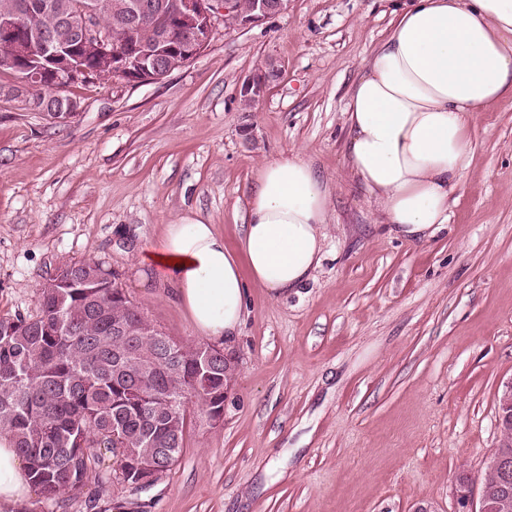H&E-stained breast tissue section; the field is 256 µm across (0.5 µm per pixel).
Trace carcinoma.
I'll return each mask as SVG.
<instances>
[{
	"mask_svg": "<svg viewBox=\"0 0 512 512\" xmlns=\"http://www.w3.org/2000/svg\"><path fill=\"white\" fill-rule=\"evenodd\" d=\"M50 5L27 18L50 28L77 0ZM101 20L115 27L126 0H101ZM129 325L112 335V319ZM145 321L119 274L93 260L67 262L38 289V310L0 318V434L15 441L30 480L47 507L116 481L132 491L155 485L148 468L171 470L184 451L191 407L224 410V362L186 350L165 334L139 333ZM177 390L173 412L159 399ZM502 437L481 494L512 502V410L499 408Z\"/></svg>",
	"mask_w": 512,
	"mask_h": 512,
	"instance_id": "1",
	"label": "carcinoma"
}]
</instances>
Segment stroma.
Returning <instances> with one entry per match:
<instances>
[{"mask_svg": "<svg viewBox=\"0 0 512 512\" xmlns=\"http://www.w3.org/2000/svg\"><path fill=\"white\" fill-rule=\"evenodd\" d=\"M393 7L289 0L249 29L217 24L162 80L69 86L81 108L60 122L0 99V317L35 313L59 265L94 260L168 336L195 342L137 246L192 212L238 250L258 170L291 151L334 186L310 279L277 299L248 289L222 425L192 422L149 492L115 484L58 512H462V472L477 512L512 382V98L475 114L446 228L389 235L350 175L343 110ZM266 62L279 76L243 108L238 86Z\"/></svg>", "mask_w": 512, "mask_h": 512, "instance_id": "35a3bbf8", "label": "stroma"}]
</instances>
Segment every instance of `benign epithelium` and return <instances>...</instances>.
I'll list each match as a JSON object with an SVG mask.
<instances>
[{
  "label": "benign epithelium",
  "instance_id": "obj_1",
  "mask_svg": "<svg viewBox=\"0 0 512 512\" xmlns=\"http://www.w3.org/2000/svg\"><path fill=\"white\" fill-rule=\"evenodd\" d=\"M288 8V0H251L242 11L238 0H169L166 13L180 23L174 30L158 29L150 38L131 47H120L100 24V6L97 0H82L78 8L62 17L55 31L35 29L31 39L18 41L13 34L19 30L22 12L33 6L22 5V11L0 17V70L18 77L16 88L3 87L0 97L12 99L24 89L46 87L61 92L89 76L91 70L83 66L76 48H96L105 60L108 76L142 83L160 80L198 57L209 45L216 22L232 20L240 29H249L264 19ZM150 6L143 0H128L120 23L129 30L143 25ZM266 79L256 74L240 84L239 96L252 102L266 92ZM58 107L47 112L55 120H63L77 113L79 103L58 96ZM224 359V392H229L236 377V359L220 349Z\"/></svg>",
  "mask_w": 512,
  "mask_h": 512
}]
</instances>
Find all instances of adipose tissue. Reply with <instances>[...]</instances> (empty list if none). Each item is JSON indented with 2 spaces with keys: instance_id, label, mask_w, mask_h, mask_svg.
I'll return each instance as SVG.
<instances>
[{
  "instance_id": "adipose-tissue-1",
  "label": "adipose tissue",
  "mask_w": 512,
  "mask_h": 512,
  "mask_svg": "<svg viewBox=\"0 0 512 512\" xmlns=\"http://www.w3.org/2000/svg\"><path fill=\"white\" fill-rule=\"evenodd\" d=\"M393 28L352 85L345 153L379 223L411 242L448 222L451 199L472 164V117L512 98V0H403ZM333 188L300 154L261 167L239 251L197 215L165 225L137 254L172 284L198 335L231 338L246 289L270 298L300 287L323 257ZM32 493L14 441L0 435V512Z\"/></svg>"
}]
</instances>
